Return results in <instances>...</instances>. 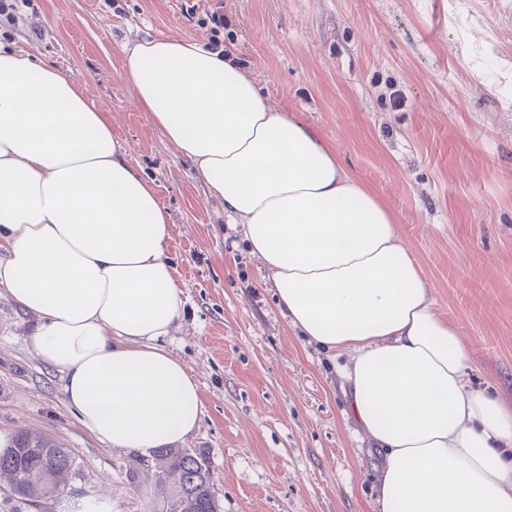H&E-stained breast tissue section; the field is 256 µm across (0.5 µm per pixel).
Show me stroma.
Wrapping results in <instances>:
<instances>
[{"label":"stroma","mask_w":512,"mask_h":512,"mask_svg":"<svg viewBox=\"0 0 512 512\" xmlns=\"http://www.w3.org/2000/svg\"><path fill=\"white\" fill-rule=\"evenodd\" d=\"M189 6L223 8L224 46L270 103L392 210L476 385L512 406V0H32L0 18V44L53 63L107 112L171 213L185 304L163 343L198 382L203 415L182 448L209 466L219 512H378L380 456L346 413L348 354L289 325L240 226L124 75L138 39L209 46ZM34 324L0 288V430L68 448L74 473L68 495L35 502L0 487V512H160L153 457L82 425Z\"/></svg>","instance_id":"obj_1"}]
</instances>
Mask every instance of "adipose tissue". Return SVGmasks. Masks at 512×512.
Listing matches in <instances>:
<instances>
[{"label": "adipose tissue", "instance_id": "adipose-tissue-1", "mask_svg": "<svg viewBox=\"0 0 512 512\" xmlns=\"http://www.w3.org/2000/svg\"><path fill=\"white\" fill-rule=\"evenodd\" d=\"M139 108L241 225L289 323L347 352L352 418L383 453L380 512H512V409L476 388L394 214L274 108L232 52L125 49ZM170 214L83 87L0 47V288L36 319L81 423L115 448L183 443L203 404L161 340L184 311Z\"/></svg>", "mask_w": 512, "mask_h": 512}]
</instances>
